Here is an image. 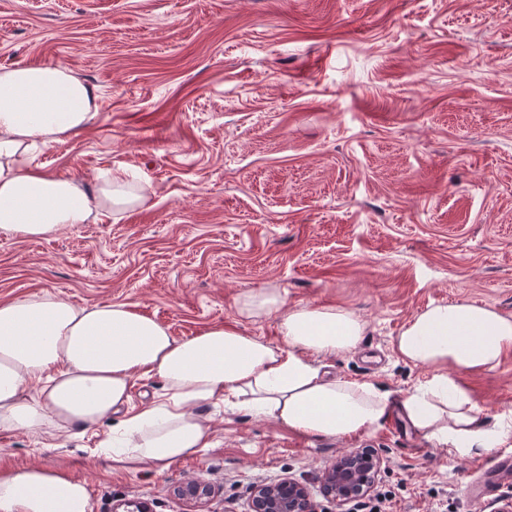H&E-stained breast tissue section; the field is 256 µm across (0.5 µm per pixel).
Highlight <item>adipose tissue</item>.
<instances>
[{
  "label": "adipose tissue",
  "instance_id": "ef3b65f1",
  "mask_svg": "<svg viewBox=\"0 0 512 512\" xmlns=\"http://www.w3.org/2000/svg\"><path fill=\"white\" fill-rule=\"evenodd\" d=\"M99 110L96 89L63 64L0 70V233L48 238L100 212L142 207L146 187L128 170L99 173L94 187L19 164L31 146L59 142ZM239 316L273 320L272 345L216 325L176 341L155 319L122 304L80 307L51 293L0 303V429L33 434L99 426L114 413L112 459L165 468L210 448L192 407L220 400L289 430L344 438L377 427L391 410L456 457L512 439V418L488 419L456 370L496 369L512 349V315L467 300L428 305L393 340L398 358L429 370L406 396L336 378L318 358L357 347L367 324L336 306L288 305L278 289L239 296ZM156 375L160 398L130 414L135 379ZM38 385L39 397L28 393ZM89 492L67 473L0 470V512H88Z\"/></svg>",
  "mask_w": 512,
  "mask_h": 512
}]
</instances>
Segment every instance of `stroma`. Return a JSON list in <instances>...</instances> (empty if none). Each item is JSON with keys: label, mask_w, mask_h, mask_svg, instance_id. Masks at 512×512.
Listing matches in <instances>:
<instances>
[{"label": "stroma", "mask_w": 512, "mask_h": 512, "mask_svg": "<svg viewBox=\"0 0 512 512\" xmlns=\"http://www.w3.org/2000/svg\"><path fill=\"white\" fill-rule=\"evenodd\" d=\"M68 66L101 108L23 162L93 186L133 169L148 202L54 237L0 234V303L44 293L121 303L176 340L218 324L271 344L270 319L235 301L261 288L344 307L367 323L330 374L401 397L428 378L392 339L429 304L512 314V0H0V68ZM488 416H512V349L459 370ZM214 446L169 467L101 453L104 421L47 447L0 430V468H60L90 512H250L253 488L292 479L317 512H355L321 491L342 453L373 448L384 512H497L512 483L474 502L496 457L452 459L405 423L346 438L301 435L204 402ZM210 483L202 505L177 496Z\"/></svg>", "instance_id": "stroma-1"}]
</instances>
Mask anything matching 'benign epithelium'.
I'll list each match as a JSON object with an SVG mask.
<instances>
[{"label": "benign epithelium", "mask_w": 512, "mask_h": 512, "mask_svg": "<svg viewBox=\"0 0 512 512\" xmlns=\"http://www.w3.org/2000/svg\"><path fill=\"white\" fill-rule=\"evenodd\" d=\"M382 466V459L374 452L349 451L336 458L324 472V496L338 505H344L367 492ZM185 498L196 503L206 501L212 494L203 481H192L178 488ZM252 512H315L301 484L282 480L259 485L254 490Z\"/></svg>", "instance_id": "benign-epithelium-1"}]
</instances>
